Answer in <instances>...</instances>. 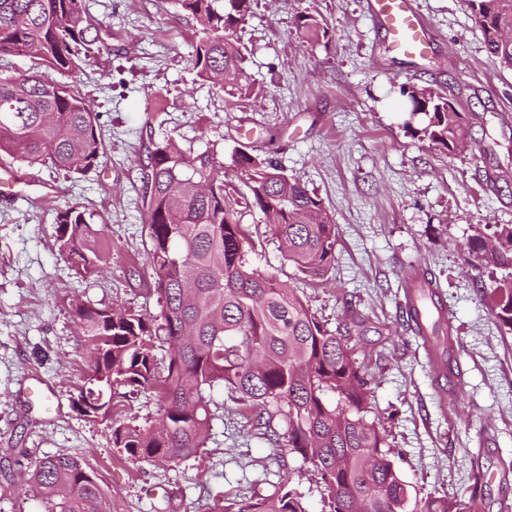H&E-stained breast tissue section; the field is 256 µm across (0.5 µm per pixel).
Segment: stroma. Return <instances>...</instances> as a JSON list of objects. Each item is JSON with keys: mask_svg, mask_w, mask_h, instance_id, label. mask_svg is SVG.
I'll return each mask as SVG.
<instances>
[{"mask_svg": "<svg viewBox=\"0 0 512 512\" xmlns=\"http://www.w3.org/2000/svg\"><path fill=\"white\" fill-rule=\"evenodd\" d=\"M417 2L435 39L425 56L405 58L389 52L369 0H254L237 30L254 86L244 98L198 76L191 52L200 27L177 0H84L97 40L68 83L94 104L106 158L84 174L13 161L39 184L25 196L0 180V512H44L25 478L58 454L82 458L117 512H210L263 477L287 482L307 512H322L321 487L299 456L277 465L265 440L225 434L237 414L223 391L213 393L224 418L206 448L173 466L126 460L108 423L72 406L88 352L72 299L160 309L144 266L141 173L169 139L191 155L214 152L228 173L241 151L275 159L321 199L337 235L324 279L298 275L265 233L266 217L244 207L252 263L297 288L328 327L348 298L368 316V331L352 339L373 379L368 417L384 427L418 497L464 496L478 470V512H512V491L492 479L512 470V336L487 296L505 273L463 261L476 226L512 224V70L489 57L463 0ZM302 15L316 33L299 28ZM412 85L452 99L480 151L450 154L421 140L425 115L400 108V87ZM71 206L105 227L88 241L101 271L85 278L55 244V215ZM409 267L437 284L456 328L461 411L442 399L421 341L403 324ZM38 379L62 401L59 415L32 394ZM158 416L157 394L145 390L122 398L111 421L142 427Z\"/></svg>", "mask_w": 512, "mask_h": 512, "instance_id": "35a3bbf8", "label": "stroma"}]
</instances>
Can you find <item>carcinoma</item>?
<instances>
[{"instance_id": "1", "label": "carcinoma", "mask_w": 512, "mask_h": 512, "mask_svg": "<svg viewBox=\"0 0 512 512\" xmlns=\"http://www.w3.org/2000/svg\"><path fill=\"white\" fill-rule=\"evenodd\" d=\"M201 25L192 61L204 79L220 76L239 94L247 81L237 28L253 0H177ZM481 28L494 61L512 69V0H464ZM83 0H0V63L28 56L62 76L78 66L79 46L90 45ZM407 111L427 115L420 138L453 151L465 138V116L438 92L402 86ZM0 153L28 165L49 164L82 173L99 166L104 147L97 113L67 83L39 71L0 75ZM233 176L248 189L244 204L276 222L269 231L283 256L303 278L322 279L336 260V224L318 196L269 158L239 152ZM143 207L150 249L147 267L160 310L155 315L98 309L71 303L90 351L102 354L86 375L77 399L103 404L121 389L157 390L159 418L145 428L112 425V443L133 461L177 465L206 447L216 418L211 392L224 389L238 405L246 433L261 435L275 455H300L316 472L326 512H464L458 498L419 499L395 465L394 453L367 418L371 380L356 366L352 329L368 317L345 302L332 330L304 303L297 290L250 264L244 243L250 231L237 219L223 165L208 151L192 157L172 144L155 148L143 173ZM91 233L74 207L58 212L55 241L76 274L100 272L88 255ZM464 261L492 266L512 279V224L489 235L475 229ZM492 312L512 335V283L492 289ZM424 313H419V308ZM421 307L406 310V326L448 361L451 333ZM167 346L164 373L156 348ZM28 483L42 496L45 512H114L84 460L68 455L37 462ZM213 512H306L302 496L279 482L267 494Z\"/></svg>"}]
</instances>
